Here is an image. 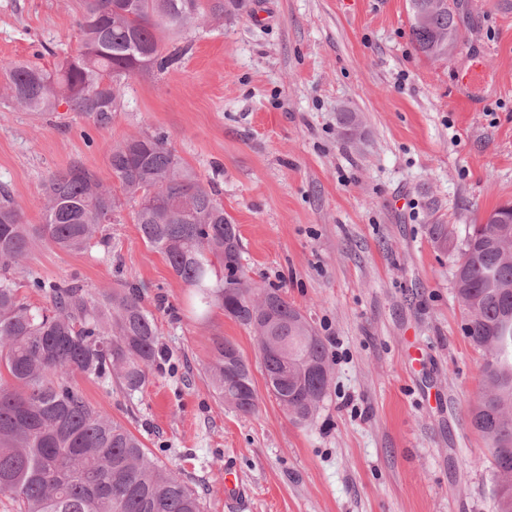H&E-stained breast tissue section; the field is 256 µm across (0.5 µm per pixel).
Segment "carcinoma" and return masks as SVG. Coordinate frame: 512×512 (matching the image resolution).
<instances>
[{
    "mask_svg": "<svg viewBox=\"0 0 512 512\" xmlns=\"http://www.w3.org/2000/svg\"><path fill=\"white\" fill-rule=\"evenodd\" d=\"M416 48L448 56L457 39L448 0H410ZM78 50L47 70L31 63L0 72L15 107L39 115L69 110L99 128L121 109L126 79L176 64L162 54L160 34H178L224 14L223 0H79ZM108 166L122 193L137 202L145 243L162 253L190 288L195 317L220 308L253 329L269 391L296 423L312 420L327 393L331 368L322 338L280 288H261L244 274L236 225L214 186L171 149L164 134L130 136L110 150ZM43 222L26 224L11 191L0 186V492L19 512H204L200 494L174 469L160 466L142 440L92 405L76 376L117 380L141 391L160 364L157 326L135 283L92 291L76 279L21 282L32 244L65 252L90 245L120 206L96 174L79 164L44 184ZM508 224H473L456 246L446 224L434 244L459 253L456 297L464 331L486 350L471 423L488 442L495 512H512V213ZM40 294L34 306L22 288ZM215 396L243 415L258 399L249 367L228 340L213 341L207 368Z\"/></svg>",
    "mask_w": 512,
    "mask_h": 512,
    "instance_id": "1",
    "label": "carcinoma"
}]
</instances>
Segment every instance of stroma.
Listing matches in <instances>:
<instances>
[{"label": "stroma", "mask_w": 512, "mask_h": 512, "mask_svg": "<svg viewBox=\"0 0 512 512\" xmlns=\"http://www.w3.org/2000/svg\"><path fill=\"white\" fill-rule=\"evenodd\" d=\"M455 3L459 37L436 61L415 47L408 0H224L221 18L163 36L179 63L129 78L103 129L63 105L31 114L0 91V184L25 223H41L53 171L78 163L108 183L113 145L167 135L214 180L247 277L282 287L327 346V394L294 424L267 390L251 330L219 308L196 321L133 202L85 251L33 245L27 277L141 286L167 362L133 395L77 383L182 471L205 512H494L487 440L469 418L487 355L462 330L458 254L429 229L450 225L461 240L512 204V0ZM77 20V0H0V69L52 67L76 51ZM479 60L485 86H460ZM346 110L359 120L351 140ZM217 337L250 366L254 415L212 391ZM229 467L242 485L233 498Z\"/></svg>", "instance_id": "obj_1"}]
</instances>
